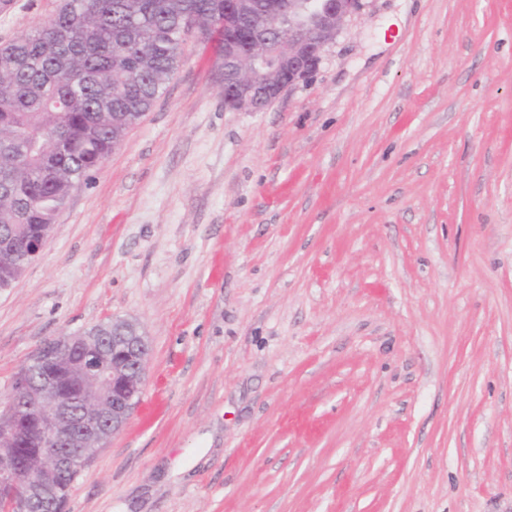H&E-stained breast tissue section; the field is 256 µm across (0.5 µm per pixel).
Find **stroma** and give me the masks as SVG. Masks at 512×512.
Here are the masks:
<instances>
[{
	"instance_id": "1",
	"label": "stroma",
	"mask_w": 512,
	"mask_h": 512,
	"mask_svg": "<svg viewBox=\"0 0 512 512\" xmlns=\"http://www.w3.org/2000/svg\"><path fill=\"white\" fill-rule=\"evenodd\" d=\"M181 54L0 288V407L47 340L149 341L65 512H512V0H365L258 112Z\"/></svg>"
}]
</instances>
